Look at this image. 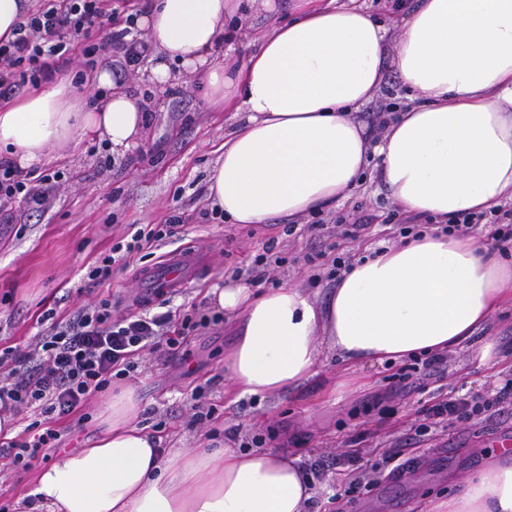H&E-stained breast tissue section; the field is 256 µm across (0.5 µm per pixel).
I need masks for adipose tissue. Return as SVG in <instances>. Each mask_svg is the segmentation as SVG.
<instances>
[{
    "instance_id": "ef3b65f1",
    "label": "adipose tissue",
    "mask_w": 512,
    "mask_h": 512,
    "mask_svg": "<svg viewBox=\"0 0 512 512\" xmlns=\"http://www.w3.org/2000/svg\"><path fill=\"white\" fill-rule=\"evenodd\" d=\"M283 8L241 60L213 55L241 0H151L137 19L153 50L149 80L167 88L181 65L231 114L207 196L232 223L331 209L370 167L406 211L443 222L512 201V0H397L385 24L364 0ZM391 72L411 97L372 146L350 112ZM91 81L110 89L105 103H80L62 80L0 107V147L19 169L79 130L117 153L137 146L140 101L109 69ZM208 297L238 330L225 377L238 395L264 398L312 377L326 347L358 365L463 345L512 307V259L479 235L425 231L356 258L321 305L295 285L256 295L233 280ZM138 412L134 390L113 394L101 435L41 467L19 512H308L312 483L287 451L165 454ZM430 512H512V448Z\"/></svg>"
}]
</instances>
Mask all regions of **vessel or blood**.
I'll use <instances>...</instances> for the list:
<instances>
[{
    "label": "vessel or blood",
    "instance_id": "obj_1",
    "mask_svg": "<svg viewBox=\"0 0 512 512\" xmlns=\"http://www.w3.org/2000/svg\"><path fill=\"white\" fill-rule=\"evenodd\" d=\"M202 267L197 252L177 251L166 255L152 268L139 274L141 300L166 295L199 278Z\"/></svg>",
    "mask_w": 512,
    "mask_h": 512
}]
</instances>
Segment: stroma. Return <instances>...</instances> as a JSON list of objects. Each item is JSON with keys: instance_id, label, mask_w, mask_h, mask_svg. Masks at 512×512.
<instances>
[{"instance_id": "stroma-1", "label": "stroma", "mask_w": 512, "mask_h": 512, "mask_svg": "<svg viewBox=\"0 0 512 512\" xmlns=\"http://www.w3.org/2000/svg\"><path fill=\"white\" fill-rule=\"evenodd\" d=\"M125 87L152 111L140 144L123 156L85 134L49 148L40 172L60 170L67 178L52 207L39 217L0 223V351L29 344L38 331L37 318L50 309L63 317L108 297L113 315L126 313L138 271L172 247L141 252L128 265L114 266L110 282L92 288L87 285L88 266L133 229L164 223L178 212L188 220L176 246L198 250L203 273L177 289L166 305L150 304L151 314L165 309L179 316L195 305L210 309L208 290L247 268L268 245L284 263L257 282V290L288 282L322 303L333 285L329 268L311 266L308 256L332 244L351 258L365 247L398 239L397 226L407 214L372 177L331 213L347 223L359 204L373 215L370 229L355 240L291 233L285 217L269 224L204 219L210 208L208 178L224 142L228 113L211 109L205 86L188 73L163 91L148 81L141 66L129 74ZM235 340L232 322L223 320L199 330L187 347V359L142 353L139 373L131 381L139 401L137 423L160 437L166 448L222 449L233 430L234 442L244 449H252L258 439L266 448L289 449L304 467L323 457L336 459V466L316 481L309 512H425L431 500L451 494L449 475L464 479L477 474L501 443L512 444V411L457 421L422 436L404 478L384 476L375 487L347 492L358 475L346 463L347 455L356 451L378 461L384 452L402 448L418 408L432 397L489 398L512 378L511 308L498 311L477 339L451 350L446 368L425 377L422 387L405 397L389 393L390 377L399 372L400 363L352 369L329 350L323 352L317 374L293 390L265 399L233 395L224 376V352ZM198 385L205 388V402L214 415L209 423L196 425L186 398ZM107 398V393L96 394L84 411L58 422L61 450H79L99 437Z\"/></svg>"}]
</instances>
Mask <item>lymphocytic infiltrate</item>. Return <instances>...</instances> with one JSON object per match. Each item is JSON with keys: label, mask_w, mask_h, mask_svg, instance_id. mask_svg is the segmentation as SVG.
<instances>
[{"label": "lymphocytic infiltrate", "mask_w": 512, "mask_h": 512, "mask_svg": "<svg viewBox=\"0 0 512 512\" xmlns=\"http://www.w3.org/2000/svg\"><path fill=\"white\" fill-rule=\"evenodd\" d=\"M10 40H0V98H9L26 86L47 83L68 70L80 75L92 72L99 63L122 59L131 67L148 52L145 40L135 29L134 15L119 16L106 10L105 0H41L36 12L26 14ZM61 174L53 172L30 180L10 161H0V214L12 217L15 204L44 213L50 198L60 189ZM182 214L171 215L165 224L138 228L129 240L116 243L87 273L92 282L112 276L115 264L128 260L145 246L175 238ZM487 228L501 244H512V209L504 212L459 213L450 217L442 230L449 235H466ZM42 328L25 348L9 347L0 352V416L39 413L16 437L0 443V459L10 468L28 470L58 447L61 434L55 424L87 405L96 393L107 389L113 379L131 377L142 351L169 357L182 353L190 336L211 323L202 310L175 320L130 312L112 316V302L103 298L79 307L67 319L55 311L43 313ZM512 406V379L492 401L434 397L420 414L429 424L466 421L490 407Z\"/></svg>", "instance_id": "obj_1"}]
</instances>
